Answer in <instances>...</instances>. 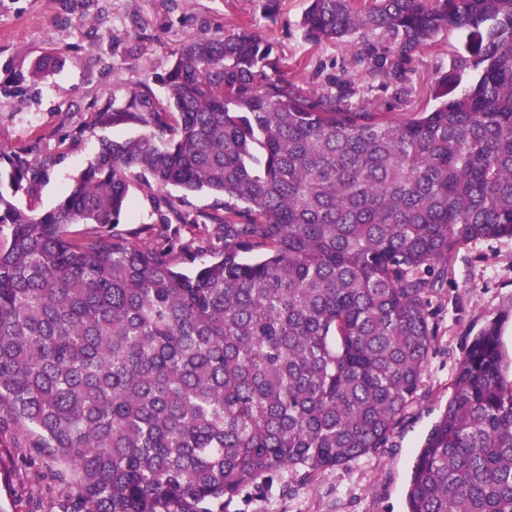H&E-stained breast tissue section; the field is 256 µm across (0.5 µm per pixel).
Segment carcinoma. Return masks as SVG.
I'll list each match as a JSON object with an SVG mask.
<instances>
[{
  "mask_svg": "<svg viewBox=\"0 0 512 512\" xmlns=\"http://www.w3.org/2000/svg\"><path fill=\"white\" fill-rule=\"evenodd\" d=\"M300 26L400 96L425 48L464 46L437 104L395 121L345 84L304 90L247 26L188 41L166 107L132 92L109 120L142 132L101 140L37 216L12 198L45 164L0 150V414L73 467L80 512H211L285 468L384 446L417 399L450 256L512 238V0H308ZM134 178L160 224L197 225L185 199L222 197L207 219L224 247L185 273L173 241L112 233ZM72 224L96 231L75 242ZM500 324L459 361L406 512H512Z\"/></svg>",
  "mask_w": 512,
  "mask_h": 512,
  "instance_id": "cac0c4a2",
  "label": "carcinoma"
}]
</instances>
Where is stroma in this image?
I'll return each instance as SVG.
<instances>
[{
  "label": "stroma",
  "mask_w": 512,
  "mask_h": 512,
  "mask_svg": "<svg viewBox=\"0 0 512 512\" xmlns=\"http://www.w3.org/2000/svg\"><path fill=\"white\" fill-rule=\"evenodd\" d=\"M307 0H279L276 14L265 0H0V147L26 150L48 164L32 194L15 204L40 214L53 208L72 180L94 158L101 139L122 140L138 126L115 124L105 107L126 105L142 91L167 102L162 77L182 43L219 36L246 25L273 43L288 75L308 89L352 81L355 104H368L405 120L432 107L428 82L451 74L461 49L450 34L410 66L408 97L368 87L354 77V50L344 44L315 46L299 28ZM55 57L39 81L29 72ZM135 245L173 238L190 256L209 259L223 241L215 225L158 223L150 195L132 185L127 210L115 228ZM512 304V238H485L457 250L448 283L432 300L436 338L419 396L384 447L350 464L311 477L295 469L272 475L213 512H406L411 467L426 434L445 408L459 360L471 338ZM82 495L70 467L33 446L21 426L0 419V512H72Z\"/></svg>",
  "instance_id": "35a3bbf8"
}]
</instances>
